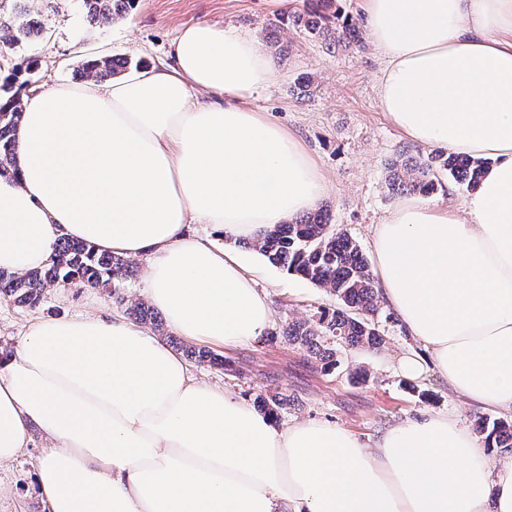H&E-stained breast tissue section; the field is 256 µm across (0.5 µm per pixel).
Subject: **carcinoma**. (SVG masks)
<instances>
[{"mask_svg": "<svg viewBox=\"0 0 512 512\" xmlns=\"http://www.w3.org/2000/svg\"><path fill=\"white\" fill-rule=\"evenodd\" d=\"M136 0H82L90 24L107 26L126 16ZM334 0H304L302 7L291 13L293 24L304 28L312 38H323L336 47L358 39L353 23L333 24L330 14ZM37 21L27 11H19L15 19L0 22V45L13 46L34 32ZM127 67V61L114 57H92L82 64L83 74L99 79L113 78ZM19 67L5 79L0 89L8 94L0 104V176L9 173L16 132L23 108L20 95L12 92L14 84L29 86L20 80ZM484 161L451 152L439 151L425 160L407 157L390 165L389 187L398 193L430 194L437 189L439 175L469 188L477 187ZM248 246L276 266L286 269L324 288L336 297V309L326 310L308 318L288 322L284 330L288 341L319 356L328 366L338 364L335 343L341 347L377 348L384 342L379 321V291L371 266L360 245L345 233L336 231L328 222L324 210L306 217L295 218L262 233ZM134 272L129 259L115 254L100 253L88 243L61 237L51 263L40 270L21 276L0 270V293H5L21 305L34 306L48 288L106 287L114 280L125 279ZM130 315L141 323L158 324L152 308L142 302L130 307ZM286 404L276 395L258 396L259 411L274 415ZM478 432L489 445L512 451V421L483 419Z\"/></svg>", "mask_w": 512, "mask_h": 512, "instance_id": "1", "label": "carcinoma"}]
</instances>
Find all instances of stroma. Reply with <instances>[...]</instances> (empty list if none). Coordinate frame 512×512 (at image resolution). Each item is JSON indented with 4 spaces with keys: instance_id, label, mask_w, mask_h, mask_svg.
<instances>
[{
    "instance_id": "35a3bbf8",
    "label": "stroma",
    "mask_w": 512,
    "mask_h": 512,
    "mask_svg": "<svg viewBox=\"0 0 512 512\" xmlns=\"http://www.w3.org/2000/svg\"><path fill=\"white\" fill-rule=\"evenodd\" d=\"M300 0H138L124 19L107 27L90 25L80 0H0V21L25 7L38 20L37 31L13 49L0 50V73L33 60V89L55 82L80 85V69L91 56H118L130 64L157 65L171 60L172 44L182 27L193 22L230 24L255 31L277 68V81L252 106L286 128L304 146L323 183L320 203L336 230L356 240L365 256H372L371 234L400 197L388 186V165L410 155L428 154L396 127L377 99L382 62L369 40L336 48L310 38L282 17ZM310 89H302L304 78ZM256 270L259 288L271 302L270 332L244 343L211 346L226 367L199 361L196 343L163 328V342L177 341L192 374L235 393L246 403L257 394L280 393L289 403L279 424L328 421L373 443L387 428L425 412L446 413L468 430L478 416L497 419L498 411L478 412L462 402L434 368L417 378L399 371L397 358L415 352L410 336L399 323H382L384 345L377 350L341 347L340 364L324 369L314 355L289 344L283 334L289 320L305 318L318 309L337 305L334 296L312 283L271 264L256 251L242 252ZM144 277L134 276L119 292L108 288H53L34 308L0 294V351L16 348L26 327L44 317L87 313L123 315L144 297ZM368 373L366 381L352 378L355 369ZM41 432H33L28 448L11 465L0 468V512H46L34 481L42 454Z\"/></svg>"
}]
</instances>
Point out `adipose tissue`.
<instances>
[{
  "label": "adipose tissue",
  "mask_w": 512,
  "mask_h": 512,
  "mask_svg": "<svg viewBox=\"0 0 512 512\" xmlns=\"http://www.w3.org/2000/svg\"><path fill=\"white\" fill-rule=\"evenodd\" d=\"M364 21L382 112L415 143L490 161L462 210L405 200L373 227L380 297L417 346L400 370L433 366L472 407L512 414V0H364ZM276 74L250 33L197 22L169 64L26 95L0 176V269L45 267L66 235L144 258L148 298L180 336L260 335L267 294L235 249L187 226L249 240L317 205L302 145L245 106ZM36 429L48 512H512V459L454 417L371 445L329 423L282 427L119 316L36 319L0 359V467Z\"/></svg>",
  "instance_id": "obj_1"
}]
</instances>
